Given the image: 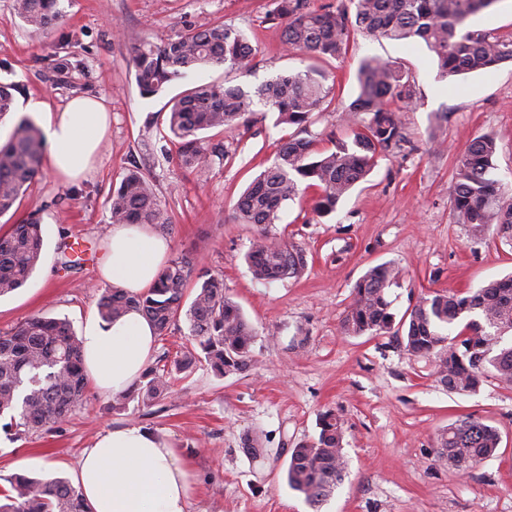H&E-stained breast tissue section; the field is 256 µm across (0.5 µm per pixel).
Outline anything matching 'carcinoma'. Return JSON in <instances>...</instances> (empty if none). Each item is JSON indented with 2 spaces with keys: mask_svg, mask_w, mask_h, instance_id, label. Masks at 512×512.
<instances>
[{
  "mask_svg": "<svg viewBox=\"0 0 512 512\" xmlns=\"http://www.w3.org/2000/svg\"><path fill=\"white\" fill-rule=\"evenodd\" d=\"M496 0H339L335 6L313 9L309 0H272L266 20L283 24L282 44L310 57L342 58L357 31L401 43L422 40L437 61V78L446 80L491 71L512 62V37L471 30L468 20ZM354 12H349V5ZM18 16L33 32L47 36L59 20L57 0H16ZM257 54L245 34L223 22L190 28L157 45L130 47L135 80L144 97L156 95L174 80L204 66L248 69ZM80 64L65 57L49 60L47 70L65 82ZM330 75L315 67L285 72L255 91L240 86L205 83L174 98L167 128L179 140V161L202 171L223 153L210 149L202 133L231 131L249 121L261 104L277 113L276 123L296 127L272 163L243 191L233 214L239 224L263 231L253 241L246 262L262 281L298 279L307 266L301 247L268 237L264 227L274 223L282 206L316 188L313 210L327 216L376 166L378 159L404 141L401 105L411 99L408 75L402 68L375 57L358 69V94L348 109L357 126L349 140L314 153L318 134L313 114L333 91ZM496 141L473 137L460 156L450 191L456 222L473 239L486 236L492 225L512 239V198L493 173ZM44 139L28 118L19 119L8 140L0 144V215L13 209L41 165ZM113 224H148L169 230L170 218L150 180L130 169L109 200ZM44 237L40 220L30 216L0 237V296L21 288L41 260ZM193 262L185 254L171 260L153 286L131 295L117 286L99 289L100 318L113 322L139 310L164 337L185 323L193 346L161 367L146 369L125 394L113 397L112 409L133 398L150 405L167 395L173 374L189 372L203 354L211 369L224 376L247 370L257 331L240 308L226 296L224 277L205 272L195 281L190 303L186 284ZM399 270L388 264L369 268L356 283L353 299L341 323L349 336L394 335L403 339L411 356L433 359L439 382L450 392L474 393L488 375L512 385V275L493 280L466 296L434 292L417 300L405 320L395 322L387 290L398 284ZM462 326L457 332L455 328ZM470 330L474 335L467 336ZM85 374L82 340L63 320L36 315L0 333V417H9L16 434L51 429L84 403ZM312 440L291 450L288 486L313 506L331 495L346 473L342 423L330 411L319 419ZM498 430L469 415L448 426L439 438L437 457L460 473L496 455ZM9 487H0V512H90L77 489L64 477L16 474Z\"/></svg>",
  "mask_w": 512,
  "mask_h": 512,
  "instance_id": "1",
  "label": "carcinoma"
}]
</instances>
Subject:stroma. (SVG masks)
Here are the masks:
<instances>
[{"label": "stroma", "instance_id": "obj_1", "mask_svg": "<svg viewBox=\"0 0 512 512\" xmlns=\"http://www.w3.org/2000/svg\"><path fill=\"white\" fill-rule=\"evenodd\" d=\"M271 0H58L61 18L51 36L31 33L14 0H0V83L14 87L15 114L0 122L5 141L31 100L62 108L76 95L100 99L110 126L95 166L77 183L48 170L29 183L22 199L0 216V236L28 215L40 218L44 251L21 288L0 297V331L43 314L64 318L82 332L97 310V269L110 227L108 199L131 165L155 187L172 220V254H189L197 269L219 273L224 289L258 331L251 368L217 376L206 362L174 376L166 397L149 406L129 402L111 410V395L88 389L83 409L46 432L17 436L0 418V478L17 471L71 476L84 448L106 429L138 426L167 436L190 466L192 512H512V386L490 378L477 392H448L427 356L404 352L393 336H348L340 329L356 282L372 266L402 272L388 290L391 309L403 316L432 291L474 290L512 273V242L497 229L469 238L457 224L450 190L469 140L488 134L497 144L493 163L512 190V63L454 80H438L424 43L402 44L356 34L339 60L309 65L334 73L335 94L315 113V150L331 148L348 132L347 109L358 93L361 60L376 56L411 76L413 101L402 112L406 142L379 159L329 216L313 210L314 190L285 204L270 235L307 252L296 280L253 278L245 255L258 230L233 219L245 187L269 166L291 127L275 113L233 132L211 130L223 144V162L199 173L181 167L178 145L166 137L164 110L175 95L202 82L254 89L287 71L304 69L301 56L283 50L281 28L266 22ZM221 21L244 31L258 48L250 70L224 66L189 73L145 98L135 82L129 48L161 44L187 27ZM81 63L70 83L45 78L48 58ZM80 241L77 268H62L61 242ZM331 411L345 430L346 475L333 495L313 510L286 481L290 450L319 433ZM498 428L497 454L460 474L436 457L440 433L464 415ZM257 438L264 456L243 450ZM23 469H16L17 460Z\"/></svg>", "mask_w": 512, "mask_h": 512}]
</instances>
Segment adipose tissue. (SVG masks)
Masks as SVG:
<instances>
[{
  "instance_id": "obj_1",
  "label": "adipose tissue",
  "mask_w": 512,
  "mask_h": 512,
  "mask_svg": "<svg viewBox=\"0 0 512 512\" xmlns=\"http://www.w3.org/2000/svg\"><path fill=\"white\" fill-rule=\"evenodd\" d=\"M27 109L41 117L47 164L55 177L74 181L93 167L109 125L100 100L78 95L57 111L39 101ZM171 247L169 238L148 225H113L98 276L141 294L153 285ZM155 338L141 312L111 323L89 316L82 345L91 384L103 393L128 389L147 369ZM75 486L91 512H189L193 493L189 469L170 443L137 426L100 433L77 462Z\"/></svg>"
}]
</instances>
